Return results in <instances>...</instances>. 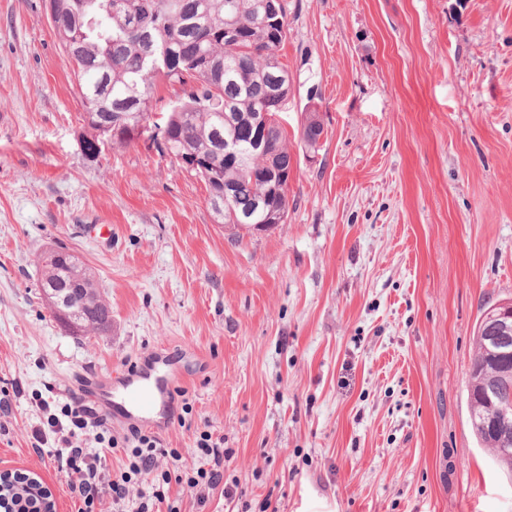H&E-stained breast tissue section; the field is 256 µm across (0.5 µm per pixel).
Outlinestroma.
<instances>
[{"label":"stroma","instance_id":"1","mask_svg":"<svg viewBox=\"0 0 512 512\" xmlns=\"http://www.w3.org/2000/svg\"><path fill=\"white\" fill-rule=\"evenodd\" d=\"M287 10L288 218L238 233L147 136L87 157L44 0H0V471L38 475L57 512L79 504L34 432L85 380L152 364L181 455L160 469L200 466L203 430L231 451L205 504L171 486L182 512H512L468 399L476 324L512 300V0ZM57 247L95 273L107 335L53 317ZM304 112L303 132L302 137L300 136V140L305 147L314 148L318 143L317 136L323 132L324 126L316 109L309 106ZM314 129H316V132H314V136H311L310 130Z\"/></svg>","mask_w":512,"mask_h":512}]
</instances>
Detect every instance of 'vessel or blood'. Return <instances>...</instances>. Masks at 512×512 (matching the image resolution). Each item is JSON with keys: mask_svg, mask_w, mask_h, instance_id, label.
<instances>
[{"mask_svg": "<svg viewBox=\"0 0 512 512\" xmlns=\"http://www.w3.org/2000/svg\"><path fill=\"white\" fill-rule=\"evenodd\" d=\"M88 391L101 413L127 421L152 419L157 406L169 403L171 391L166 376L151 370L136 372L120 385L104 377L92 383Z\"/></svg>", "mask_w": 512, "mask_h": 512, "instance_id": "1", "label": "vessel or blood"}]
</instances>
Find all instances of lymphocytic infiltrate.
<instances>
[{
  "label": "lymphocytic infiltrate",
  "instance_id": "1",
  "mask_svg": "<svg viewBox=\"0 0 512 512\" xmlns=\"http://www.w3.org/2000/svg\"><path fill=\"white\" fill-rule=\"evenodd\" d=\"M48 431L37 432L32 450L43 455L47 443H54L57 469L63 473L71 496L80 503L78 512H103V503H110L112 512H155L158 504H166L167 512H180L169 504L171 482L184 484L198 503H205L210 490L224 480V459L229 451L223 439L211 432H200L196 448L204 464L178 474L158 470L159 458H177L173 448H163L159 439L137 425H129L127 433L114 435L104 415L97 413L80 396L71 395L59 415L48 419ZM107 448L123 449L126 462L119 475L106 473L99 453L88 448V441ZM150 476L146 489L137 499H130L129 487L142 476Z\"/></svg>",
  "mask_w": 512,
  "mask_h": 512
}]
</instances>
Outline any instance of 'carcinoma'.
<instances>
[{"mask_svg": "<svg viewBox=\"0 0 512 512\" xmlns=\"http://www.w3.org/2000/svg\"><path fill=\"white\" fill-rule=\"evenodd\" d=\"M50 21L65 51L78 45L72 60L84 107L83 121L107 117L120 129L113 141L128 144L150 120L159 80L179 83L183 95L164 120L166 142L157 150L206 185L208 203L220 224H271L288 213L291 153L285 130L269 131V149L224 158V136L247 132L262 121L271 100L288 101L292 83L278 60L287 33L286 5L276 0H52ZM324 126L316 109L303 117L301 142L318 143ZM219 173L231 188L229 203L213 193L210 175ZM265 202L268 208L257 209ZM41 288H73L72 304L84 309L77 335L111 330L112 308L94 272L66 249L41 259ZM478 352L470 371V417L479 442L512 470V447L503 450L484 426L486 407L478 399L497 367L487 348L486 330L477 323ZM0 496L11 512H54L49 492L38 480L4 483Z\"/></svg>", "mask_w": 512, "mask_h": 512, "instance_id": "obj_1", "label": "carcinoma"}]
</instances>
